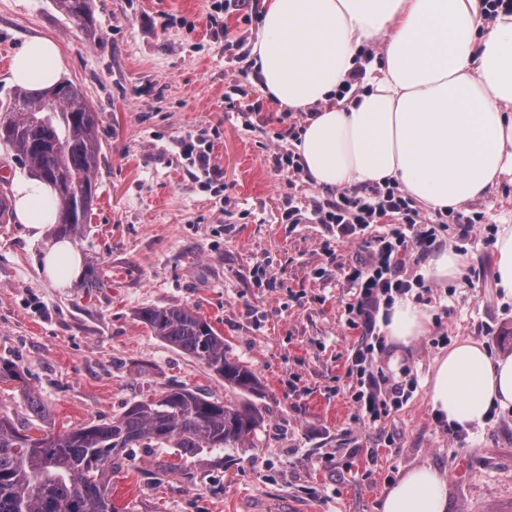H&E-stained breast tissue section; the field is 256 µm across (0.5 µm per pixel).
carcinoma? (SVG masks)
<instances>
[{"label":"carcinoma","instance_id":"cac0c4a2","mask_svg":"<svg viewBox=\"0 0 512 512\" xmlns=\"http://www.w3.org/2000/svg\"><path fill=\"white\" fill-rule=\"evenodd\" d=\"M87 33L95 31L88 0H54ZM99 113L70 81L33 92L17 86L0 105V144L35 179L57 194V223L77 234L88 223L102 145ZM138 320L161 341L205 365L224 385L251 395L260 382L227 356L224 337L184 306L146 308ZM20 384L33 423L0 413V512H119L108 473L135 448H174L181 456L242 448L262 426L254 405H235L185 385L145 397L109 423L53 433L40 394L14 363H0V383Z\"/></svg>","mask_w":512,"mask_h":512}]
</instances>
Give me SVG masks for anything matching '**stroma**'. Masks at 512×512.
Listing matches in <instances>:
<instances>
[{
  "instance_id": "1",
  "label": "stroma",
  "mask_w": 512,
  "mask_h": 512,
  "mask_svg": "<svg viewBox=\"0 0 512 512\" xmlns=\"http://www.w3.org/2000/svg\"><path fill=\"white\" fill-rule=\"evenodd\" d=\"M254 2L218 11L213 0H88L96 31L87 34L53 0H0V100L15 86L10 60L23 41L50 38L62 79L100 114L103 147L90 221L72 238L101 287L64 290L41 277L57 225L34 239L0 224V362L21 367L59 428L110 421L183 383L259 408L264 422L249 444L220 456L136 449L132 465L112 473L125 512H379L386 486L423 466L445 474L446 512H512V408L456 440L427 386L451 343L512 355V304L497 295L489 237L512 213V180L460 206L482 215L475 231L440 232L469 264L460 279L410 292L432 315L427 334L386 343L374 358L413 388L401 408L364 425L348 375L362 331L347 322L348 288L323 250L330 234L280 219L287 196L305 202L319 191L271 162L283 126L246 73L261 28ZM189 133L210 140L221 183L188 173L178 142ZM170 305L217 329L257 375L259 396L226 388L137 319Z\"/></svg>"
}]
</instances>
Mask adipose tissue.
Masks as SVG:
<instances>
[{
  "label": "adipose tissue",
  "instance_id": "adipose-tissue-1",
  "mask_svg": "<svg viewBox=\"0 0 512 512\" xmlns=\"http://www.w3.org/2000/svg\"><path fill=\"white\" fill-rule=\"evenodd\" d=\"M379 45L357 94L336 91L364 48ZM258 90L307 115L295 151L309 182L341 187L395 183L426 210L446 212L488 197L512 176V11L487 14L486 0H264L261 33L249 50ZM57 45L27 38L11 76L33 90L58 82ZM14 216L33 237L57 220L55 193L15 179ZM496 288L512 300V224L494 244ZM40 271L57 288L83 277L82 256L65 237L48 243ZM429 312L398 299L379 316L389 341L425 335ZM433 409L447 422L483 425L512 407V356H490L464 340L439 358L427 380ZM446 478L434 467L404 472L381 512H445Z\"/></svg>",
  "mask_w": 512,
  "mask_h": 512
}]
</instances>
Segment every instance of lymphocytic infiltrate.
I'll use <instances>...</instances> for the list:
<instances>
[{"label":"lymphocytic infiltrate","instance_id":"1","mask_svg":"<svg viewBox=\"0 0 512 512\" xmlns=\"http://www.w3.org/2000/svg\"><path fill=\"white\" fill-rule=\"evenodd\" d=\"M287 218L292 224L325 226L338 244L363 241L366 257L353 264L343 261L337 247L327 248L326 253L352 293L345 304L349 323L362 330L363 341L349 368L358 382L353 400L364 422L376 425L408 398L404 385L390 382L374 363L373 354L383 345L377 332L378 313L395 296L411 290L403 270L420 264L439 246L437 229L413 199L390 184L342 188L304 206L292 202ZM371 227L376 230L372 236L367 233Z\"/></svg>","mask_w":512,"mask_h":512}]
</instances>
